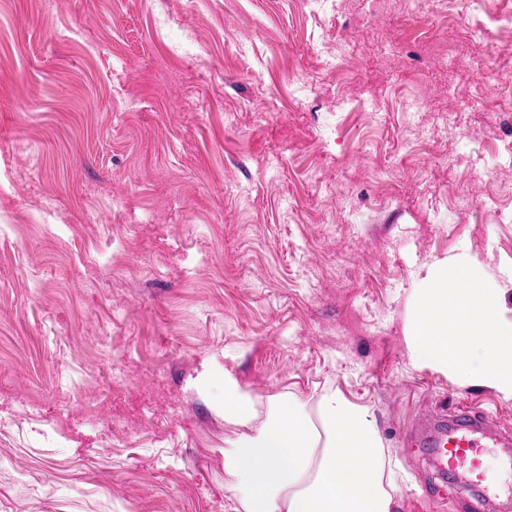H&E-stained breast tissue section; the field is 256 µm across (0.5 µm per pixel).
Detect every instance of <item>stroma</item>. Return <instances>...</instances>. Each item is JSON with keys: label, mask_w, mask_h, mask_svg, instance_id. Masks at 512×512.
I'll list each match as a JSON object with an SVG mask.
<instances>
[{"label": "stroma", "mask_w": 512, "mask_h": 512, "mask_svg": "<svg viewBox=\"0 0 512 512\" xmlns=\"http://www.w3.org/2000/svg\"><path fill=\"white\" fill-rule=\"evenodd\" d=\"M510 69L467 0H0V512H232L228 368L366 409L396 512H505L422 428L512 399L405 327L461 256L512 319Z\"/></svg>", "instance_id": "stroma-1"}]
</instances>
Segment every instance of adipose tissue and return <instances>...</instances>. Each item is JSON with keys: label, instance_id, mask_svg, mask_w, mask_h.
Masks as SVG:
<instances>
[{"label": "adipose tissue", "instance_id": "ef3b65f1", "mask_svg": "<svg viewBox=\"0 0 512 512\" xmlns=\"http://www.w3.org/2000/svg\"><path fill=\"white\" fill-rule=\"evenodd\" d=\"M223 382L220 409L237 429L224 472L239 512H394L384 443L364 409L328 392L311 414L285 394L258 402L232 371Z\"/></svg>", "mask_w": 512, "mask_h": 512}]
</instances>
